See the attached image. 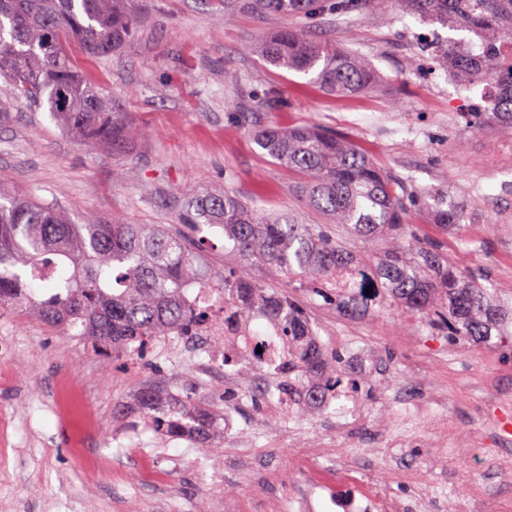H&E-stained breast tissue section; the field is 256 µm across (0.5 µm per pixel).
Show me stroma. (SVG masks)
Masks as SVG:
<instances>
[{
	"label": "stroma",
	"instance_id": "1",
	"mask_svg": "<svg viewBox=\"0 0 512 512\" xmlns=\"http://www.w3.org/2000/svg\"><path fill=\"white\" fill-rule=\"evenodd\" d=\"M384 19L372 10L353 23L323 19L324 35L364 54L383 78L381 88L353 97L327 93L309 77L264 68L255 45L286 26L285 18L259 17L230 10L226 0H129L133 37L105 60L74 54L78 70L128 112L141 134L112 149L72 139L49 117L46 107L14 93L0 80V99L12 102L14 118L0 127V177L16 190L55 204L74 216L91 212L130 224H174L175 197L187 181L220 189L264 212L290 211L307 223L320 216L300 200L287 168L272 162L256 145L253 124L229 120L232 112L258 111V122L282 128L316 126L364 145L385 171L413 175L419 194L445 192L467 213L463 226L442 234L420 223V239L447 249L458 267L481 273L502 296L512 297V282L502 267H512V236L494 232L512 218V195L499 192L501 178L489 167L512 153V136L497 125L471 127L469 92L431 57L420 56L418 38L428 25L411 16L395 19L392 0H380ZM276 96L264 108L255 102ZM257 122V123H258ZM213 270L244 268L265 287L292 291L318 326L327 352L355 360L367 352L374 368L364 375L374 387H359L324 411L268 416L265 408L243 401L240 427L252 445L211 435L220 454L204 467L200 440L155 439L136 402L146 386L223 407V397L194 381V365L164 347L137 356L98 355L89 341L54 331L35 319L0 310V430L9 454L0 468V502L13 512H198L220 473L226 490L239 491L251 512L282 482L300 488L305 479L301 449L339 440L344 415L368 403L380 417L356 431L361 465L378 487L403 495L412 477L425 470L434 478L432 512H451L458 481L477 476L484 493L473 512H499L495 452L486 437L512 429V407L499 404L512 395V347L462 346L417 330L413 315L395 308L373 310L351 319L303 288L289 289L283 275L260 264L242 265L224 248L220 230L204 229ZM78 380L80 392L70 421L56 413L61 379ZM446 396L437 417L443 433L417 428L411 402L428 383ZM125 414L114 417L115 406ZM140 423L136 448H151L160 482L134 483L141 465L124 437L128 423ZM403 431L397 454L383 446L386 430Z\"/></svg>",
	"mask_w": 512,
	"mask_h": 512
}]
</instances>
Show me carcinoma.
I'll list each match as a JSON object with an SVG mask.
<instances>
[{"mask_svg":"<svg viewBox=\"0 0 512 512\" xmlns=\"http://www.w3.org/2000/svg\"><path fill=\"white\" fill-rule=\"evenodd\" d=\"M378 0H232V7L259 16H299L308 27H285L258 46L269 65L310 75L327 92L354 96L379 85L371 61L315 39L309 28L323 15L349 17ZM402 14L443 28L460 24L483 41L482 56L439 47V33L423 38V50L442 52L448 71L472 89L504 77L512 80V0H396ZM125 0H0V75L38 102L80 141L121 146L137 128L100 88L75 69L74 47L90 59L112 55L133 35ZM470 113L512 125V85L486 111ZM257 146L301 180L307 204L325 224H303L291 212L260 213L229 193H208L187 182L179 223L196 231L206 225L246 262L288 277L290 288H311L350 317L370 312L347 282L327 287L353 270L366 274L382 304L410 312L432 336L486 349L512 335L503 316L512 307L472 272L456 268L448 254L414 232L410 216L430 214L443 232L458 230L464 215L443 193L413 195L410 177L392 176L365 151L332 132L308 126L286 131L270 124L258 131ZM205 241L156 224H127L89 214L78 221L49 203L21 197L0 178V308L8 307L46 326L79 329L106 354H129L159 336H191L207 309L187 303L190 286L224 296V317L247 322L262 317L281 327L291 353L277 362L254 363L278 377L279 393L303 408L328 403L337 387L357 388L338 353L327 355L315 340L310 318L293 294L271 293L230 270L216 274L202 265ZM155 438L166 441L188 432L209 437L222 412L204 401L140 392Z\"/></svg>","mask_w":512,"mask_h":512,"instance_id":"cac0c4a2","label":"carcinoma"}]
</instances>
